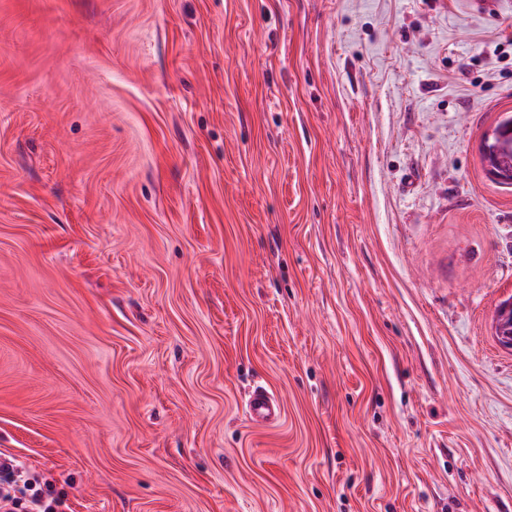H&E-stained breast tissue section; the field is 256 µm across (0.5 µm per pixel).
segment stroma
<instances>
[{"label":"stroma","mask_w":512,"mask_h":512,"mask_svg":"<svg viewBox=\"0 0 512 512\" xmlns=\"http://www.w3.org/2000/svg\"><path fill=\"white\" fill-rule=\"evenodd\" d=\"M506 112L512 0H0V449L67 512H512ZM505 113L500 120V127L494 128L491 132L486 133L482 147V158L489 174L500 183L511 186V173L499 169L496 165V157L499 154V146L501 140V132L506 131L511 126V114ZM247 411L254 422L270 423L281 416V405L272 393L258 388L248 401Z\"/></svg>","instance_id":"stroma-1"}]
</instances>
